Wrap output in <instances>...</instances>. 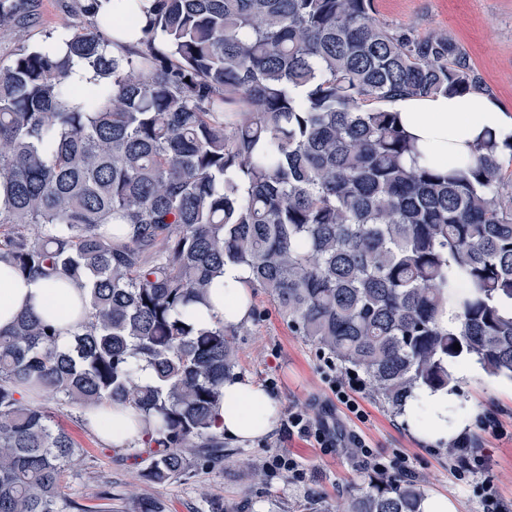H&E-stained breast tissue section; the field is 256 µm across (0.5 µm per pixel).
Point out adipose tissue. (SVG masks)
<instances>
[{
  "label": "adipose tissue",
  "instance_id": "ef3b65f1",
  "mask_svg": "<svg viewBox=\"0 0 512 512\" xmlns=\"http://www.w3.org/2000/svg\"><path fill=\"white\" fill-rule=\"evenodd\" d=\"M392 108L401 127L415 140L423 161L433 165L470 159L474 146L486 130L501 137L512 135V114L486 96L465 94L396 99ZM249 272L228 264L208 292L206 303L192 307L198 326L223 323L233 329L251 320L252 290ZM86 291L70 281L20 275L0 260V332L12 329L24 313L53 322L60 331L59 344H68L85 314ZM451 392L414 391L402 418L407 428L434 440L448 437V402ZM279 402L249 378L231 375L224 380V398L217 420L225 438L253 442L271 434L278 425ZM89 425L116 448H139L145 439V424L134 409L116 405L85 415Z\"/></svg>",
  "mask_w": 512,
  "mask_h": 512
}]
</instances>
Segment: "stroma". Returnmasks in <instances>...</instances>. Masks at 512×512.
Listing matches in <instances>:
<instances>
[{
    "mask_svg": "<svg viewBox=\"0 0 512 512\" xmlns=\"http://www.w3.org/2000/svg\"><path fill=\"white\" fill-rule=\"evenodd\" d=\"M32 15L21 27L0 28V62L10 63L20 47L38 48L49 36L71 33L81 18L68 14L67 0H31ZM376 16L392 27L421 33L448 32L469 53L496 101L512 111V0H375ZM254 316L233 336L237 374L248 377L280 403L279 423L267 437L249 444L224 443V461L190 479L154 485L140 477L141 463L127 451L111 448L76 410L54 398L44 404L78 442L81 453L66 471L68 499L93 504L99 492L112 494V512H133L135 498L164 502L166 512H206L212 497L224 500L227 512H308L311 499L337 502L364 487L375 475L374 461L404 454L413 478L427 495L448 496L457 512H481L480 487L493 479L506 512H512V381L478 372L457 382L456 400L462 416L444 442L432 443L412 433L399 413L380 402L368 386L356 398L364 417L339 403L327 378V354L296 335L261 291L253 293ZM301 410L315 419L331 441L288 428L290 412ZM467 438L474 474L457 478L449 442ZM362 439L371 457L352 452ZM293 456L302 479L270 468L279 454Z\"/></svg>",
    "mask_w": 512,
    "mask_h": 512,
    "instance_id": "stroma-1",
    "label": "stroma"
}]
</instances>
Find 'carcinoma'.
I'll return each mask as SVG.
<instances>
[{"instance_id": "carcinoma-1", "label": "carcinoma", "mask_w": 512, "mask_h": 512, "mask_svg": "<svg viewBox=\"0 0 512 512\" xmlns=\"http://www.w3.org/2000/svg\"><path fill=\"white\" fill-rule=\"evenodd\" d=\"M28 8L0 0V26ZM97 12L72 0L88 24L64 55L24 47L0 65V259L87 288L88 304L64 347L34 315L0 333V512H61L79 453L21 386L140 411L146 482L221 461L236 355L224 324L188 314L228 263L399 411L416 389L454 391L461 358L512 380V136L486 131L449 173L409 165L416 145L387 108L492 94L452 36L391 28L374 0H155L138 46L111 55ZM425 498L373 478L336 512Z\"/></svg>"}]
</instances>
